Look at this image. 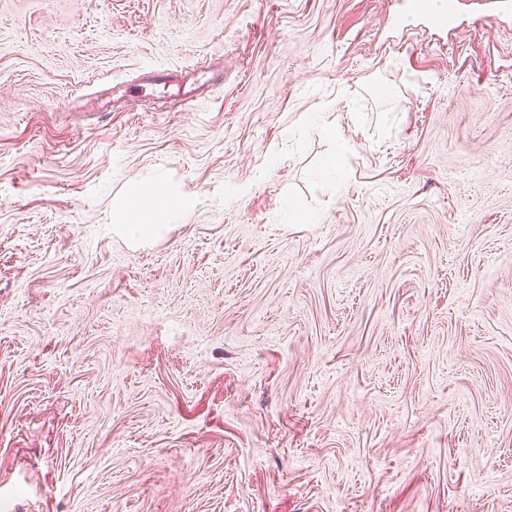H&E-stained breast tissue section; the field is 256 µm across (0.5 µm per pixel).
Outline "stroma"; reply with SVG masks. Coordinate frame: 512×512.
Instances as JSON below:
<instances>
[{
	"label": "stroma",
	"instance_id": "obj_1",
	"mask_svg": "<svg viewBox=\"0 0 512 512\" xmlns=\"http://www.w3.org/2000/svg\"><path fill=\"white\" fill-rule=\"evenodd\" d=\"M399 9L0 0V512H512V13ZM461 0H448L443 4L441 10H437L430 3V0H408V19L417 18L424 20L428 25L439 30H452L457 17L458 5ZM164 199L165 202L162 203ZM124 208L126 212L129 210L142 212L146 216V221L137 224H118L117 230L129 239L145 240L154 237L163 224H167L173 219L175 213L182 210L183 205L176 198L167 197L165 187L156 184L127 201Z\"/></svg>",
	"mask_w": 512,
	"mask_h": 512
}]
</instances>
